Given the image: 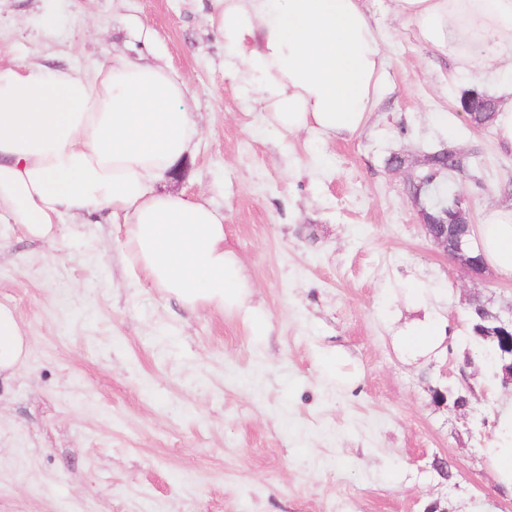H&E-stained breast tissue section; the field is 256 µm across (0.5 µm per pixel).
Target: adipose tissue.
Returning a JSON list of instances; mask_svg holds the SVG:
<instances>
[{"label":"adipose tissue","instance_id":"obj_1","mask_svg":"<svg viewBox=\"0 0 512 512\" xmlns=\"http://www.w3.org/2000/svg\"><path fill=\"white\" fill-rule=\"evenodd\" d=\"M421 42L465 66L512 68V0H393ZM228 73L243 79L265 123L285 134L326 138L361 129L384 87L388 64L364 0H214ZM189 89L167 68L111 51L90 70L0 63V212L31 238L59 236L64 218L106 212L123 225L130 262L168 296L242 314L254 335L267 316L250 304L252 283L224 245V216L202 199L157 189L199 135ZM472 242L487 267L512 280V210L491 211ZM414 318L395 337L410 358L439 350L447 331L422 284L409 288ZM30 349L13 312L0 306V375ZM512 487V406L483 450Z\"/></svg>","mask_w":512,"mask_h":512}]
</instances>
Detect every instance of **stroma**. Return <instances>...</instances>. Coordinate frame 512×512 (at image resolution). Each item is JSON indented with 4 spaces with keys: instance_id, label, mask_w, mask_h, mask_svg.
Returning <instances> with one entry per match:
<instances>
[{
    "instance_id": "obj_1",
    "label": "stroma",
    "mask_w": 512,
    "mask_h": 512,
    "mask_svg": "<svg viewBox=\"0 0 512 512\" xmlns=\"http://www.w3.org/2000/svg\"><path fill=\"white\" fill-rule=\"evenodd\" d=\"M366 6L389 80L361 130L328 140L265 124L226 73L212 0H0L1 62L83 68L111 48L187 81L200 135L161 187L223 211L269 317L255 336L184 310L103 217L66 220L51 246L1 215L0 305L30 352L0 381V512H512L483 455L512 389L462 345L469 294L504 310L512 281L463 278L409 195L450 144L474 223L512 209V150L455 110L466 90L507 101L512 81L421 44L392 0ZM414 280L451 331L417 361L394 344ZM326 355L354 383L323 373ZM465 381L467 409L437 399ZM448 149V152H445V149ZM455 147L448 145V147L440 148L430 154L427 155L428 160V171L438 170L447 166L448 169L453 168L454 171H448V173H462L468 166L467 157L460 154L459 156L453 152Z\"/></svg>"
}]
</instances>
